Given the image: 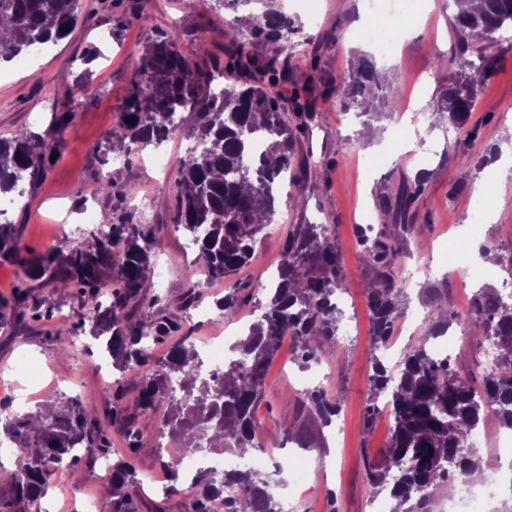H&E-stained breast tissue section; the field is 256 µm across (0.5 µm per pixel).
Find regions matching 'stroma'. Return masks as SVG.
<instances>
[{
	"label": "stroma",
	"mask_w": 512,
	"mask_h": 512,
	"mask_svg": "<svg viewBox=\"0 0 512 512\" xmlns=\"http://www.w3.org/2000/svg\"><path fill=\"white\" fill-rule=\"evenodd\" d=\"M137 2L136 18L116 31L110 0H85L74 30L51 45L35 63L26 65L16 58L0 62V138L30 130L60 142V155L45 179L7 214L19 228L22 246L34 255L83 242L93 230L85 221V212L97 216L111 213V199L91 192L104 174H114L130 188L127 207H136L139 194L151 195L146 221L155 225L163 241L157 263L166 268L167 280L161 287L152 281L146 286L149 298L156 301L155 306L140 311L141 318L148 320L163 310L177 312L186 283L183 272L193 265L195 255L186 251L187 239L175 226L172 167L155 168L144 152L136 149L129 160L114 161L112 153L105 150V137L118 121L128 93L133 52L160 31L173 28L182 35L185 53L206 50L221 55L224 14L199 7L197 0ZM279 2L298 23L300 37L312 38L330 27H342L341 39L321 56L325 78L345 79L361 53L371 54L378 68L394 69L396 78L377 102L378 108L389 114L379 142L365 138L359 105L318 104L320 123L302 137L298 148L300 159L314 166L310 180L298 196L289 185L279 190L274 216L278 233L266 234L249 264L229 280L249 294V303L240 309L241 316H248L251 306L267 302L268 295L260 285L275 268L289 225H333L343 248L340 292L348 299L350 313L359 326L355 342L344 348L343 360L332 355L321 359L327 373L324 388L340 406V434L332 435L302 411L298 402L302 386L296 380L300 370L293 361L292 342L287 339L268 371L265 396L257 407L259 445L249 456L257 460L259 471H273L276 462L297 450L295 442L288 440V432L308 433L318 446L304 452L303 483L288 478L278 489L279 498L287 499L290 505L289 512H371L365 463L382 457L389 441L390 420L383 416L373 428L364 426L370 378L379 352L370 336L365 297L370 275L359 261L355 230L369 222L381 224L382 199L397 191L402 178L424 176L425 190L418 201L422 247L406 263L426 264L430 270L411 280L408 293L417 292L424 282L444 277L453 282L465 276L475 287L496 283L501 266L512 262V38L500 41L498 71L483 85L470 117V126L479 130L476 141H468L465 131L447 123L431 122L427 125L429 152L405 146L393 154L389 148L395 133L411 138L415 114H431L441 101L446 78L438 74L434 60L446 53L454 40L448 0H401L399 7L408 22L397 53L387 56L376 54L372 45L355 36L358 28L371 22L380 0H319L315 16L298 0ZM93 45L99 47L101 56L89 63L85 56ZM83 74L90 82L86 95L77 90V78ZM66 111L72 114L69 125L63 132H55L50 125L52 113ZM491 146L498 152L497 160L479 164V156ZM464 174L472 180L483 179L485 192L475 193L470 186L452 192V184ZM64 208L71 209L72 217L59 231L55 223ZM487 241L496 246L497 259L491 267L478 253L479 246ZM194 279L204 298L187 312L186 320L198 343L227 328L213 302L223 296L229 282L210 280L201 271ZM81 339V347L59 356L52 350L45 327L27 317L18 321L6 315L0 322V374L12 373L15 382L16 400L10 412H29L37 404L52 403L62 395L78 397L88 412H103L106 387L99 369L103 350L89 333H82ZM23 358L49 370L57 380L56 388L31 398L28 379L14 370ZM158 433L155 427L146 432L144 446L134 459L142 474L157 479L156 484L145 485L140 498L147 503H163L167 512H185L183 494L167 496L156 488L167 478L155 446ZM102 489L95 466L79 463L55 475L48 497L57 512H79L83 500L101 494Z\"/></svg>",
	"instance_id": "obj_1"
}]
</instances>
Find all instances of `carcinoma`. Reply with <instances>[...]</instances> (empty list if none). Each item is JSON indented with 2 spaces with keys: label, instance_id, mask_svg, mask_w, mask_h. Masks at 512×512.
Returning a JSON list of instances; mask_svg holds the SVG:
<instances>
[{
  "label": "carcinoma",
  "instance_id": "carcinoma-1",
  "mask_svg": "<svg viewBox=\"0 0 512 512\" xmlns=\"http://www.w3.org/2000/svg\"><path fill=\"white\" fill-rule=\"evenodd\" d=\"M83 0H0V56L12 58L35 44L64 39L74 29ZM224 12V56L205 52L196 58L181 49V36L163 31L132 56L129 90L117 123L106 135L108 150L121 143L126 152L159 145L185 133L198 148L173 162L176 227L197 250L195 262L212 280H224L250 259L276 211V192L284 180L302 189L310 169L296 160L300 138L318 122L313 109L314 79L292 81L280 52L301 53L311 69L324 50L339 39L341 28L316 39L298 40V26L276 5L277 0H212ZM455 40L436 67L447 74L441 103L436 108L448 123L467 125L477 97V86L496 72L495 49L502 33L512 29V0H478L470 12L453 15ZM291 85L288 98L277 88ZM388 80L368 58L351 67L348 77L321 89L324 103L346 99L368 105L380 98ZM133 123H127L128 119ZM264 140L255 155V138ZM59 144L36 133L0 138V193L26 184L41 183ZM425 180L402 181L383 201V224L378 232L360 231L362 259L370 272L365 289L375 346L395 336L397 325L412 298L406 290L402 256L416 239L417 202ZM96 193L116 203L111 220L91 233L93 245H77L54 253L26 257L18 227L0 221V258L17 263L25 278L40 286L61 289L82 303L76 321L30 296L32 286L18 287L14 307L25 308L36 321L49 323L53 350L69 353L71 334L90 326L96 339L106 341L112 366L120 377L107 391L101 415L89 413L73 396L60 397L49 408L16 414L0 423V436L15 446L16 468L0 465V512H27L22 505L44 498L54 481L56 464L63 459L94 464L112 455V430H121L126 451L134 455L143 446L144 432L154 423L175 441L180 451L222 452L258 447L256 416L267 371L282 340L294 343L296 361L306 366L327 354L343 355L336 307L342 278V251L331 224H293L288 230L268 288L269 300L261 317L246 327L245 338L234 346L237 356L220 372L197 374L201 362L193 347L191 329L183 317L159 313L144 322L138 311L157 300H147L144 288L152 258L162 247L154 226L124 207L130 190L108 174L97 180ZM110 289L108 302L101 290ZM202 297L191 270L179 308L186 312ZM417 301L429 310V323L416 344L406 350L395 368L376 361L371 376V403L367 422L386 413L391 419L385 458L366 465L371 496L388 492L409 505L405 512H436L439 499L457 492V480L481 468V457L465 438L492 420L512 430V304L499 300L496 288L486 284L476 292L466 328L471 338L494 340L499 360L489 370L466 375L448 360L437 361L427 345L458 320L448 297V281L420 288ZM244 299L228 286L215 301L224 319L234 320ZM178 338L161 359H154L149 343ZM134 372L132 386L125 372ZM180 394H168L172 381ZM135 394L134 408L125 406ZM304 405L327 426L339 405L323 388L303 391ZM169 400L162 419L157 405ZM107 484L119 487L107 502L108 512H140L134 488L138 472L123 459L112 461ZM239 486L241 496H226ZM192 512H211V501L224 496V512H281L275 488L259 471H233L217 480L207 473L193 482Z\"/></svg>",
  "mask_w": 512,
  "mask_h": 512
}]
</instances>
